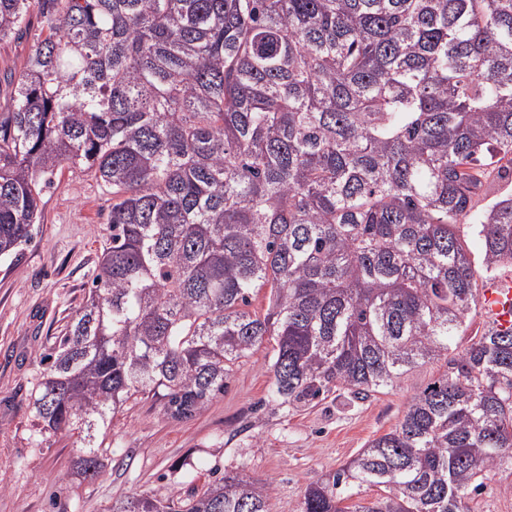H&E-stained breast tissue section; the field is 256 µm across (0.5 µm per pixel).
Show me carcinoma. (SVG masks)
I'll return each mask as SVG.
<instances>
[{
	"mask_svg": "<svg viewBox=\"0 0 512 512\" xmlns=\"http://www.w3.org/2000/svg\"><path fill=\"white\" fill-rule=\"evenodd\" d=\"M35 23L3 76L0 258L62 166L112 194L30 395L41 433L76 436L74 473L102 472L97 435L130 399L191 418L270 342L280 407L447 366L300 512H471L512 470V330L449 356L479 272L512 267V194L476 206L487 167L512 177V0H0V43ZM272 494L226 472L112 512H270Z\"/></svg>",
	"mask_w": 512,
	"mask_h": 512,
	"instance_id": "obj_1",
	"label": "carcinoma"
}]
</instances>
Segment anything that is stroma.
<instances>
[{"label":"stroma","instance_id":"stroma-1","mask_svg":"<svg viewBox=\"0 0 512 512\" xmlns=\"http://www.w3.org/2000/svg\"><path fill=\"white\" fill-rule=\"evenodd\" d=\"M111 204L104 187L63 168L43 192L32 242L0 261V512H110L127 497L165 499L224 471L272 480L271 512H299L311 483L393 428L405 403L443 374L444 361L429 362L363 400L340 390L285 409L270 397L266 343L191 419L169 418L153 398L129 400L99 434L109 456L104 472L94 480L74 476V438L40 434L29 398L46 338L63 333L87 295ZM470 507L512 512V470L488 474Z\"/></svg>","mask_w":512,"mask_h":512}]
</instances>
